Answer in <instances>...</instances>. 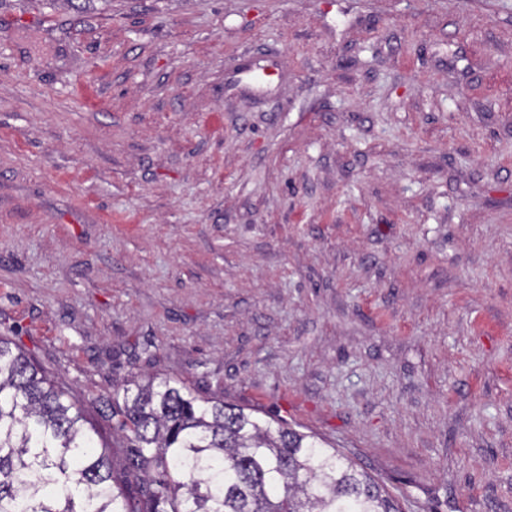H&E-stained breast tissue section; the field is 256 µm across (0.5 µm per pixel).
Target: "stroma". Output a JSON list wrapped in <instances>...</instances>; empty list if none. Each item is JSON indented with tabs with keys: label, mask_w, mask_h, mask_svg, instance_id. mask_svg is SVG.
I'll return each mask as SVG.
<instances>
[{
	"label": "stroma",
	"mask_w": 512,
	"mask_h": 512,
	"mask_svg": "<svg viewBox=\"0 0 512 512\" xmlns=\"http://www.w3.org/2000/svg\"><path fill=\"white\" fill-rule=\"evenodd\" d=\"M15 328L91 415L180 378L512 512V0H0Z\"/></svg>",
	"instance_id": "stroma-1"
}]
</instances>
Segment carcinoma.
<instances>
[{
  "instance_id": "cac0c4a2",
  "label": "carcinoma",
  "mask_w": 512,
  "mask_h": 512,
  "mask_svg": "<svg viewBox=\"0 0 512 512\" xmlns=\"http://www.w3.org/2000/svg\"><path fill=\"white\" fill-rule=\"evenodd\" d=\"M103 407L120 446L0 336V512H400L317 437L179 379L135 375Z\"/></svg>"
}]
</instances>
